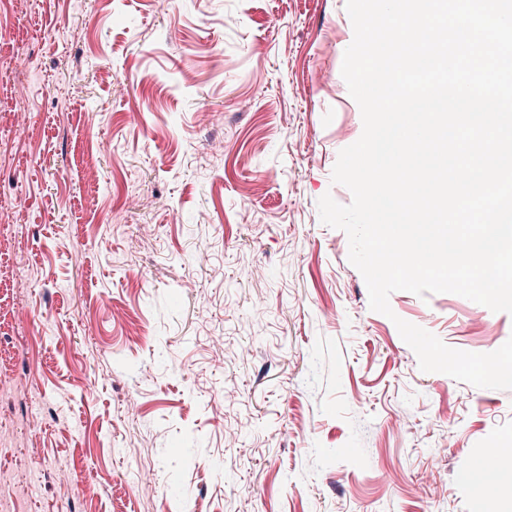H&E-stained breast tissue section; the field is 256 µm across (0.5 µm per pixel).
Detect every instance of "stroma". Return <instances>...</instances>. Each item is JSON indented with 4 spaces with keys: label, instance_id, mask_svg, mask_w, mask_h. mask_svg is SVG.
<instances>
[{
    "label": "stroma",
    "instance_id": "obj_1",
    "mask_svg": "<svg viewBox=\"0 0 512 512\" xmlns=\"http://www.w3.org/2000/svg\"><path fill=\"white\" fill-rule=\"evenodd\" d=\"M353 36L346 0H0L1 504L472 512L512 390L421 371L393 320L489 353L512 315L370 309L318 210L352 200Z\"/></svg>",
    "mask_w": 512,
    "mask_h": 512
}]
</instances>
